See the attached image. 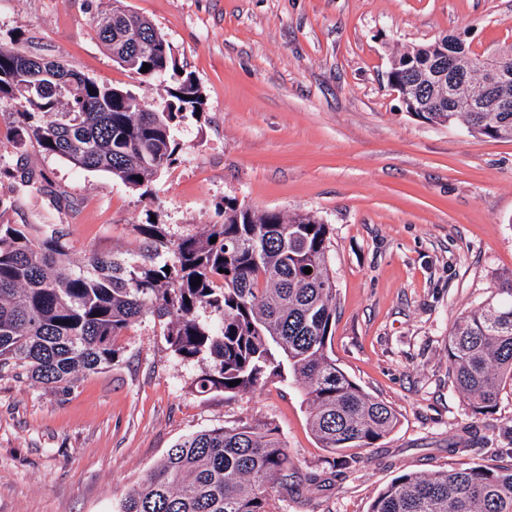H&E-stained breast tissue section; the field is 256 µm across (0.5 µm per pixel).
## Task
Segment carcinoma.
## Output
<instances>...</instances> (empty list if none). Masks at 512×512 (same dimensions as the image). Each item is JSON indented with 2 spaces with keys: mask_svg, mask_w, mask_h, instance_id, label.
<instances>
[{
  "mask_svg": "<svg viewBox=\"0 0 512 512\" xmlns=\"http://www.w3.org/2000/svg\"><path fill=\"white\" fill-rule=\"evenodd\" d=\"M93 24L141 81L169 78L167 111L61 63L26 62L14 44L0 42V101L14 103L23 117L48 116L8 130L20 144L34 140L47 153L140 189L174 161L177 120L202 108V91L178 72L170 43L149 20L114 7L97 13ZM462 54L478 95L481 55L468 42ZM437 55L431 43L393 56L390 81L408 87L427 109L426 120L511 140L512 112L440 111L445 88L421 79ZM136 232L137 251L91 250L75 272L58 232L0 221V372L18 367L47 388H66L120 362L117 337L152 316L175 357H213V368L195 379L201 393H245L292 377L303 388L312 434L333 456L375 448L393 430L395 410L364 392L330 355L336 285L328 225L307 214L238 208L230 199L224 223L198 235L175 238L160 224H139ZM201 308L221 312V325L202 324ZM448 369L476 415L492 411L512 387V288L497 289L456 319L448 331ZM313 481L294 469L276 426L242 420L176 442L119 512H274V492ZM371 512H512V466L462 462L405 472L384 486Z\"/></svg>",
  "mask_w": 512,
  "mask_h": 512,
  "instance_id": "cac0c4a2",
  "label": "carcinoma"
}]
</instances>
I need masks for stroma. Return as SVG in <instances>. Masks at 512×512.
I'll list each match as a JSON object with an SVG mask.
<instances>
[{
  "instance_id": "stroma-1",
  "label": "stroma",
  "mask_w": 512,
  "mask_h": 512,
  "mask_svg": "<svg viewBox=\"0 0 512 512\" xmlns=\"http://www.w3.org/2000/svg\"><path fill=\"white\" fill-rule=\"evenodd\" d=\"M115 3L165 35L202 110L179 121L174 162L143 192L0 133L9 221L61 231L76 268L91 250H133L153 220L200 233L228 199L319 219L332 356L398 423L333 463L293 380L199 393L210 358H176L147 317L118 338L117 365L67 388L0 376V512H118L174 443L245 419L273 421L299 472L321 479L277 493L275 512H370L398 474L456 467L448 444L462 437L467 462L512 464V390L473 415L447 354L461 312L512 286V140L414 119L388 79L397 52L445 35L470 31L478 54L512 44V0H0V40L163 104L165 82L141 81L97 37L94 15Z\"/></svg>"
}]
</instances>
